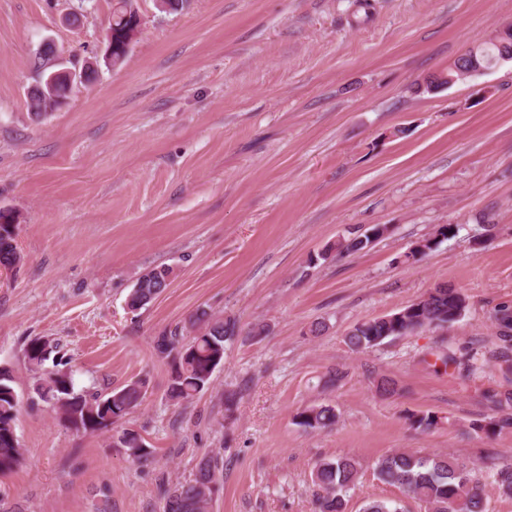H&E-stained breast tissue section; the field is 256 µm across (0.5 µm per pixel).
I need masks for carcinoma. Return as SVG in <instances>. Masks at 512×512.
<instances>
[{
	"label": "carcinoma",
	"mask_w": 512,
	"mask_h": 512,
	"mask_svg": "<svg viewBox=\"0 0 512 512\" xmlns=\"http://www.w3.org/2000/svg\"><path fill=\"white\" fill-rule=\"evenodd\" d=\"M135 0H113L112 16L106 35L112 36V66H120L128 55L126 41L131 20L125 18ZM61 52L52 43L44 44L33 68L36 83L29 88V104L35 116L52 111L69 99L77 84H91L99 77L98 69L90 66L83 79L70 81L55 74L59 66L50 64L51 58ZM512 59V25L503 28L495 38L474 46L460 55L448 72L433 74L426 80V88L436 90L456 80L459 74L478 67L488 69L501 60ZM12 211L0 210V267L17 268L21 254L14 245L16 225ZM387 232L384 226L372 229L371 234L354 235L336 244L340 252L355 253L367 248L373 239ZM172 270L159 267L152 277L137 280L126 297V306L138 313L151 304L170 285ZM467 307L466 298L454 287L437 288L418 301L392 315L375 318L355 325L344 342L353 352H365L389 337L403 336L422 328H441L455 322ZM503 348L512 341V308L503 306L495 313ZM193 331L191 341L181 343L179 332L162 333L155 339V350L161 357H174L168 394L176 402H188L209 385L215 369L224 362L225 344L235 338L239 325L231 316H217L199 309L189 319ZM53 352V345L42 338H33L26 348V356L34 366H40ZM37 396L63 420L77 430L96 432L107 430L141 405L146 394L145 382L131 381L102 394H85L74 390L71 374L64 370L49 372L39 378L34 388ZM487 399L497 409L494 416L472 423V429L494 435L512 429V413L504 411L503 404L512 406V394L487 393ZM21 399L14 387L10 371L0 368V474L11 472L19 463L22 448L16 433V421ZM336 411L327 405L308 407L296 413V424L306 429H321L336 423ZM121 447L135 462L148 459L151 451L141 435L126 429L120 437ZM217 462L204 457L197 464L194 478L179 483L165 494L164 512H210V504L217 483ZM374 473L383 483L396 485L413 499L423 503L427 512H485L486 486L500 495L512 497V461L483 470L468 465L453 455H419L395 451L379 457ZM359 475L358 461L349 455L338 456L317 463L313 481L318 486L317 512H345L346 494Z\"/></svg>",
	"instance_id": "1"
}]
</instances>
